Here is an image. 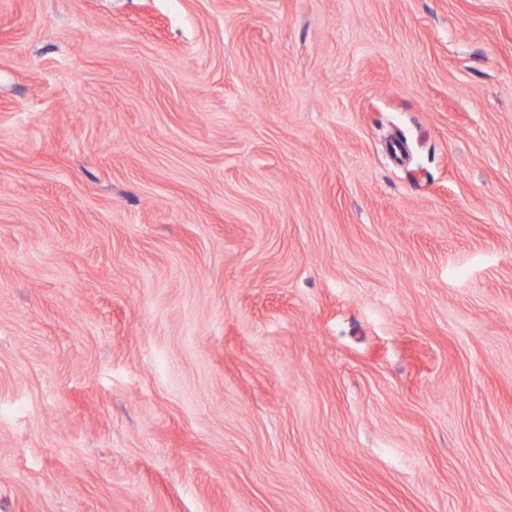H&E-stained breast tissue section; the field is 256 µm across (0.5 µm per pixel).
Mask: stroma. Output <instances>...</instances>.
Wrapping results in <instances>:
<instances>
[{"label": "stroma", "mask_w": 512, "mask_h": 512, "mask_svg": "<svg viewBox=\"0 0 512 512\" xmlns=\"http://www.w3.org/2000/svg\"><path fill=\"white\" fill-rule=\"evenodd\" d=\"M0 512H512V0H0Z\"/></svg>", "instance_id": "35a3bbf8"}]
</instances>
